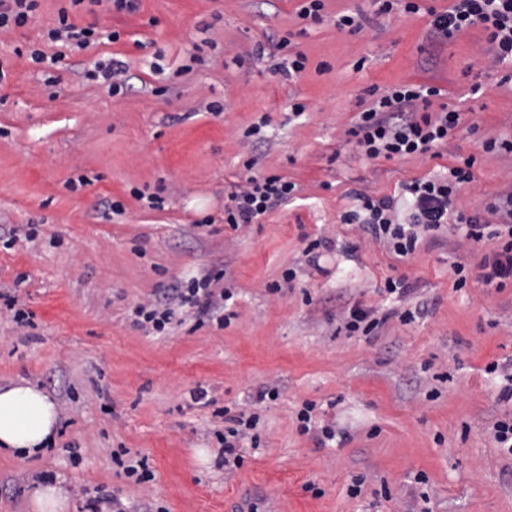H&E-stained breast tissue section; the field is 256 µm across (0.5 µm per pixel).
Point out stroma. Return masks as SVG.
<instances>
[{
	"mask_svg": "<svg viewBox=\"0 0 512 512\" xmlns=\"http://www.w3.org/2000/svg\"><path fill=\"white\" fill-rule=\"evenodd\" d=\"M417 2L418 13L382 14L376 0H325L319 24L299 18L302 0H141L133 15L80 6L72 23L119 38L68 49L50 69L25 53L51 51L62 0H41L0 37V387L30 380L59 408L46 454L0 457V512H30V483L44 475L65 478L69 512L95 496L125 512H512V455L492 435L512 401L500 398L503 373L485 370L512 368V285L479 278L496 240L444 231L400 258L344 221L356 192L397 197L468 157L475 178L456 210L484 211L512 188V155L481 149L512 138V82L480 27L433 41L430 13L451 0ZM357 14L360 29L337 27ZM296 54L305 69L290 77ZM111 58L127 66L118 95L84 77ZM410 83L441 88L429 110L459 111L454 137L435 156H360L359 113ZM259 121L262 138L245 139ZM248 161L296 191L234 230L224 206ZM316 237L324 246L307 254ZM209 271L214 291L235 293L230 324L189 315L164 335L133 325L131 307ZM388 278L407 293L384 292ZM15 307L33 327L13 322ZM356 308L378 319L370 335L345 330ZM268 387L278 398L259 400ZM306 402L316 426L303 433ZM224 407L261 416L238 467L220 460ZM121 450L147 458L153 480L126 478Z\"/></svg>",
	"mask_w": 512,
	"mask_h": 512,
	"instance_id": "obj_1",
	"label": "stroma"
}]
</instances>
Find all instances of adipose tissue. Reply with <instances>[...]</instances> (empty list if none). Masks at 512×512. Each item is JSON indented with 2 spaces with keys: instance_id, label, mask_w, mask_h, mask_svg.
<instances>
[{
  "instance_id": "ef3b65f1",
  "label": "adipose tissue",
  "mask_w": 512,
  "mask_h": 512,
  "mask_svg": "<svg viewBox=\"0 0 512 512\" xmlns=\"http://www.w3.org/2000/svg\"><path fill=\"white\" fill-rule=\"evenodd\" d=\"M59 413L56 402L32 383L21 380L0 390V455L34 457L55 445ZM32 512H68L69 493L61 477L34 481Z\"/></svg>"
}]
</instances>
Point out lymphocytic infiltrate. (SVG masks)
<instances>
[{
  "instance_id": "obj_1",
  "label": "lymphocytic infiltrate",
  "mask_w": 512,
  "mask_h": 512,
  "mask_svg": "<svg viewBox=\"0 0 512 512\" xmlns=\"http://www.w3.org/2000/svg\"><path fill=\"white\" fill-rule=\"evenodd\" d=\"M67 8L58 11V24L50 29V41L80 49L99 40L116 41L117 32H102L96 27H80L70 22ZM481 27L495 63L512 71V0H452L448 10L434 14L433 35L442 41L471 27ZM440 90L434 86L399 84L389 88L369 108L360 112L351 133L359 151L367 158L408 157L427 154L452 138L459 125L460 114L444 109L437 115L424 113ZM474 158L449 167L447 175L416 179L403 184L404 192L413 198L408 223L396 220L393 197L358 194V210L350 212L346 221L364 225L379 241L386 243L395 255L412 254L421 235L440 230L447 224L465 227L474 241L497 240V248L481 261L482 279L486 284L504 287L512 280V191L499 195L487 205L485 214L468 215L455 210L456 194L473 181ZM296 185L277 175L248 176L244 184H232L229 203L224 208V221L231 228L255 223L261 216L291 197ZM496 224H489V216ZM212 275L190 278L173 288L162 303H141L134 308V323L149 326L158 333L166 332L178 309H193L201 317H215L218 325H226L229 317L222 309L229 300L228 291L214 292Z\"/></svg>"
}]
</instances>
